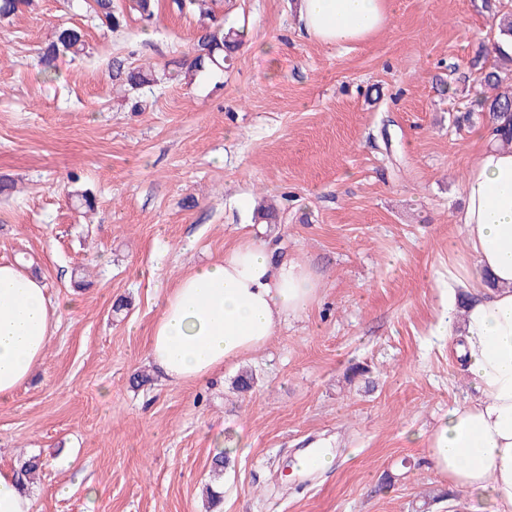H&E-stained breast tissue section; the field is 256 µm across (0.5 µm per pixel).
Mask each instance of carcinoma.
<instances>
[{
	"instance_id": "obj_1",
	"label": "carcinoma",
	"mask_w": 512,
	"mask_h": 512,
	"mask_svg": "<svg viewBox=\"0 0 512 512\" xmlns=\"http://www.w3.org/2000/svg\"><path fill=\"white\" fill-rule=\"evenodd\" d=\"M128 9L138 13L142 20L149 21L154 16L155 0H128ZM92 10L103 25L112 31H117L126 24L124 10L119 9L113 0H93ZM203 15L211 17L212 25L206 27L192 49V55L181 64L184 69V77H194L200 73L224 70V64L229 61L231 54L242 44L244 31L230 27L224 28L212 11H205ZM495 27L501 40H494L491 47L481 46V51L487 50L497 54L501 60L512 62V55L505 53L501 48V41L512 40V11L498 10L494 14ZM86 50V35L76 26L62 24L56 27L53 39L49 41L39 52V65L42 73L50 75L55 69L57 59L62 55L79 57ZM112 81L129 88L131 91H139L159 82L156 73L141 66L133 67L125 60L116 58L111 65ZM477 82L484 87V91L478 94V111L485 117L487 126L495 128L500 121L512 120V89L507 92H496L503 83H512V71L503 70L495 66L489 70H479ZM41 468V462L37 457H31L22 462L18 477L24 484L31 479Z\"/></svg>"
}]
</instances>
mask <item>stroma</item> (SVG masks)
Segmentation results:
<instances>
[{"label":"stroma","instance_id":"1","mask_svg":"<svg viewBox=\"0 0 512 512\" xmlns=\"http://www.w3.org/2000/svg\"><path fill=\"white\" fill-rule=\"evenodd\" d=\"M389 2L385 29L339 49L301 35L297 0H221L245 47L137 92L113 85L112 58L162 70L206 17L160 0L112 32L91 0H29L0 20V262L29 258L63 306L33 377L0 399V467L43 463L31 512H207L209 486L219 512H482L424 436L474 394L435 326L492 20L485 0ZM62 23L88 46L49 81L37 52ZM85 189L94 210L75 206ZM262 202L277 223L255 221ZM249 232L312 265L318 301L240 366L168 383L149 361L166 295ZM243 369L257 383L241 396ZM321 443L333 469L296 471Z\"/></svg>","mask_w":512,"mask_h":512}]
</instances>
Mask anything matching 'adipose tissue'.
I'll list each match as a JSON object with an SVG mask.
<instances>
[{"instance_id": "adipose-tissue-1", "label": "adipose tissue", "mask_w": 512, "mask_h": 512, "mask_svg": "<svg viewBox=\"0 0 512 512\" xmlns=\"http://www.w3.org/2000/svg\"><path fill=\"white\" fill-rule=\"evenodd\" d=\"M389 0H300L309 38L360 43L387 26ZM456 222L466 252L448 270L438 335L461 359L476 395L427 434V454L451 486L512 512V148L482 127ZM321 284L305 263L275 255L247 236L222 260L193 269L166 296L150 337L151 364L172 384L200 381L239 364L317 300ZM468 299L452 319L458 291ZM61 306L39 276L0 263V398L13 395L44 358Z\"/></svg>"}]
</instances>
